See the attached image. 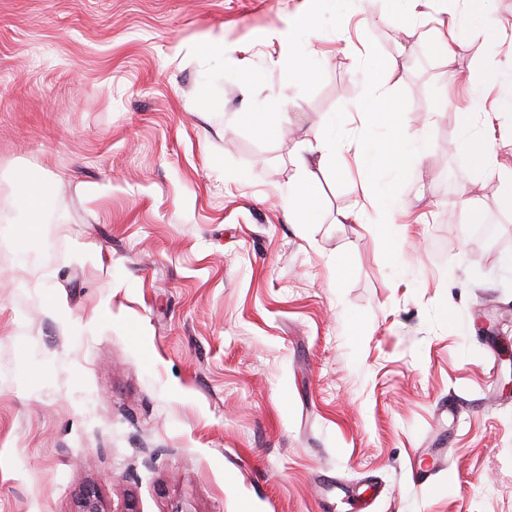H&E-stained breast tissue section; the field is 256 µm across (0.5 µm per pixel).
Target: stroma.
Masks as SVG:
<instances>
[{
    "mask_svg": "<svg viewBox=\"0 0 512 512\" xmlns=\"http://www.w3.org/2000/svg\"><path fill=\"white\" fill-rule=\"evenodd\" d=\"M374 97L424 154L318 164L321 141L390 142ZM301 155L308 223L288 206ZM501 169L512 0L411 20L396 0H0V512L88 491L104 512H360L370 483L371 512H512ZM32 174L50 190L27 211ZM431 448L447 466L414 476ZM472 114L471 112L459 113V126L462 134L461 142L468 154L471 166L476 169H483L490 160L491 150L484 139L472 135Z\"/></svg>",
    "mask_w": 512,
    "mask_h": 512,
    "instance_id": "35a3bbf8",
    "label": "stroma"
}]
</instances>
